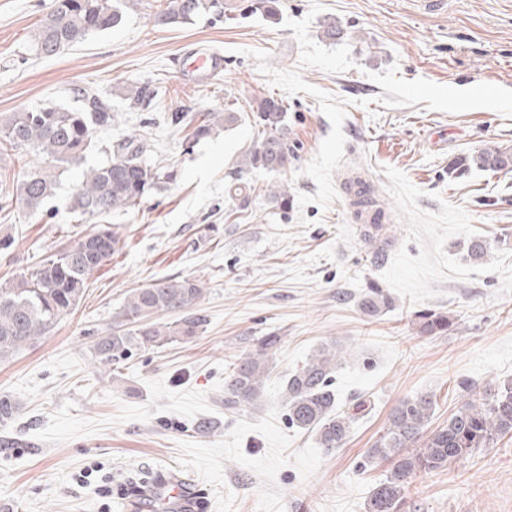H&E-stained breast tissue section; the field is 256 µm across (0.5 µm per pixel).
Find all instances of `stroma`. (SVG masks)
I'll list each match as a JSON object with an SVG mask.
<instances>
[{
  "instance_id": "stroma-1",
  "label": "stroma",
  "mask_w": 512,
  "mask_h": 512,
  "mask_svg": "<svg viewBox=\"0 0 512 512\" xmlns=\"http://www.w3.org/2000/svg\"><path fill=\"white\" fill-rule=\"evenodd\" d=\"M53 0H0V113L54 101L76 105L89 87L119 115L96 149L68 167L38 214L18 186L25 155L0 159V280L31 270L67 242L110 224L118 244L88 278L71 315L8 361L0 396V502L13 512H118L119 484L180 469L202 512H366L390 462H367L399 401L433 395V424L512 379V171L453 170L457 158L512 147V0H222L176 28L156 24L164 0H143L122 23L51 58L29 39ZM335 23L339 38L324 35ZM224 56L214 81L185 77L186 51ZM152 84L145 107L128 87ZM283 99L296 158L287 170L238 174L254 146L256 103ZM237 100V126L191 142L178 112L203 116ZM147 161L173 179L106 220L75 221L74 194L102 146L132 132ZM366 172L387 218L366 241L343 183ZM242 189L229 194L233 181ZM287 186V202L272 198ZM484 241L485 261L465 245ZM200 280L199 335L105 365L95 344L129 291L160 278ZM373 287L392 300L366 318ZM425 310L448 312L440 336L417 332ZM281 336L259 404L224 408L229 364L257 338ZM348 353L341 401L366 400L344 444L328 452L290 428L288 373L319 345ZM400 512H512V437L446 469L413 477Z\"/></svg>"
}]
</instances>
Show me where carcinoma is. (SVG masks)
Listing matches in <instances>:
<instances>
[{
    "instance_id": "carcinoma-1",
    "label": "carcinoma",
    "mask_w": 512,
    "mask_h": 512,
    "mask_svg": "<svg viewBox=\"0 0 512 512\" xmlns=\"http://www.w3.org/2000/svg\"><path fill=\"white\" fill-rule=\"evenodd\" d=\"M138 0H55L53 8L34 30L33 51L52 57L89 36L121 24L123 9ZM216 6V0H164L155 22L175 27ZM78 107L49 101L38 107L0 115V155L11 151L36 157L22 173L20 195L36 213L54 195L61 169L81 161L95 141V134L112 127L118 115L93 91H77ZM283 102L263 99L257 103L256 125L262 128L254 147L245 155L238 173L251 170L288 169L294 151L288 145ZM242 120L237 103L224 101V111L209 112L197 122L188 112H177L172 121L193 126L195 140L210 137ZM142 136L129 134L113 145L110 158L88 169L81 181L72 210L83 218L98 217L136 206L160 176L143 158ZM482 170L512 171V148L488 145L469 158ZM117 238L108 227L86 234L39 262L24 276L0 283V361L15 356L36 338L52 332L75 308L88 287L92 272L112 258ZM204 288L190 279L162 278L132 289L115 317L112 331L96 344L101 360L115 364L146 347H162L177 337L191 338L204 319L195 313ZM391 302L377 289L361 301L362 312L373 317ZM177 312L175 322L155 317ZM448 314H418V330L425 336L448 331ZM278 336H264L254 349L229 365L224 386V409L238 410L256 403L268 378L272 349ZM346 352L336 344H324L288 374L283 390L288 425L315 434L320 447H340L365 402L355 399L341 407L335 387L336 370ZM433 396L419 395L399 402L388 425L368 451L371 460L392 461L391 469L375 489L367 512H398L413 476L432 473L464 460L479 448H490L512 434V380L499 382L485 395L467 399L436 428L428 429L434 414Z\"/></svg>"
}]
</instances>
